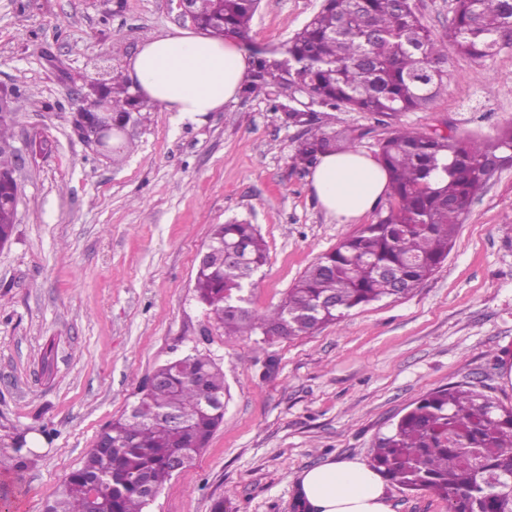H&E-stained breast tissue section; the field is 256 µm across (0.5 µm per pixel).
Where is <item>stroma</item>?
Returning <instances> with one entry per match:
<instances>
[{
	"mask_svg": "<svg viewBox=\"0 0 512 512\" xmlns=\"http://www.w3.org/2000/svg\"><path fill=\"white\" fill-rule=\"evenodd\" d=\"M322 0H261L247 44L283 49ZM175 0H0V92L22 160L15 231L0 250V512H44L142 382L196 348L224 370V420L148 512H300V473L370 462L424 394L466 382L512 406V167L463 214L447 260L413 294L305 336L225 337L194 292L215 225H258L268 260L253 310L276 307L322 253L356 232L319 206L293 155L300 131L260 98L183 119L148 101L136 146L104 156L73 129L98 80L147 40L192 29ZM400 125L491 140L512 125V47L451 55L447 87ZM372 154L388 133L341 110Z\"/></svg>",
	"mask_w": 512,
	"mask_h": 512,
	"instance_id": "stroma-1",
	"label": "stroma"
}]
</instances>
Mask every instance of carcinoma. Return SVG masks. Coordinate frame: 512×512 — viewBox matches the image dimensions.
<instances>
[{
  "label": "carcinoma",
  "mask_w": 512,
  "mask_h": 512,
  "mask_svg": "<svg viewBox=\"0 0 512 512\" xmlns=\"http://www.w3.org/2000/svg\"><path fill=\"white\" fill-rule=\"evenodd\" d=\"M259 0H195L196 26L218 37L245 39ZM512 47V0H456L448 30H430L413 0H324L281 53L248 51L241 95L263 97L283 124L302 130L294 162L312 165L321 154L355 148V130L334 127L333 112H368L390 126L377 158L389 177V202L377 220L321 254L271 311L249 308L248 288L267 262L266 243L246 221L218 224L208 264L198 269L197 300L227 337L301 336L344 320L351 311L408 296L448 258L461 216L496 172L491 158H512V126L486 141L421 133L395 123L426 108L443 90L448 49L482 61ZM308 90L320 111L295 104ZM141 102L120 75L112 77V112L142 120ZM11 136L0 119V172L15 166L1 148ZM17 187L0 184V249L12 240ZM240 243L243 260L230 262L220 245ZM138 404L153 418L128 415L109 423L83 465L70 473L45 512H146L149 493L172 477L174 455L199 453L224 413L205 404L224 397V371L196 351L155 371ZM184 419L174 426L162 413ZM125 443L112 447V441ZM512 406L459 384L423 395L400 415L373 449L371 466L408 492L433 491L448 512H512ZM495 476L498 482H488ZM97 494H91V489Z\"/></svg>",
  "instance_id": "cac0c4a2"
}]
</instances>
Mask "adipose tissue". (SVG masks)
<instances>
[{"label":"adipose tissue","mask_w":512,"mask_h":512,"mask_svg":"<svg viewBox=\"0 0 512 512\" xmlns=\"http://www.w3.org/2000/svg\"><path fill=\"white\" fill-rule=\"evenodd\" d=\"M125 68L132 92L196 117L237 97L248 59L233 39L180 31L145 42ZM311 180L322 208L342 224L361 219L389 191L383 166L356 149L319 156ZM297 489L302 512H393L383 476L356 459L304 470Z\"/></svg>","instance_id":"adipose-tissue-1"}]
</instances>
